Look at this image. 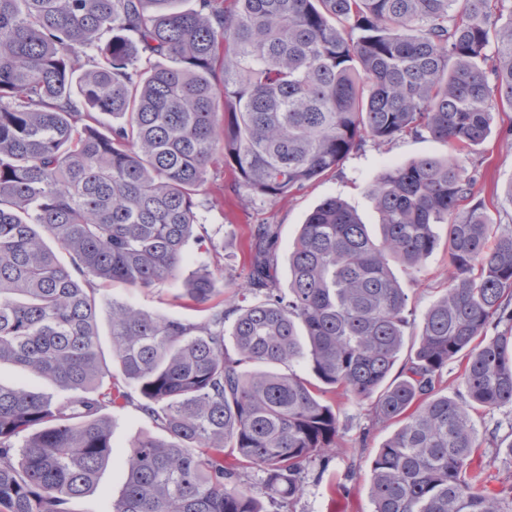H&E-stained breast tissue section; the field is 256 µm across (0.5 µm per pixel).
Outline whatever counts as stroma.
Returning a JSON list of instances; mask_svg holds the SVG:
<instances>
[{"instance_id": "stroma-1", "label": "stroma", "mask_w": 512, "mask_h": 512, "mask_svg": "<svg viewBox=\"0 0 512 512\" xmlns=\"http://www.w3.org/2000/svg\"><path fill=\"white\" fill-rule=\"evenodd\" d=\"M511 128L512 116L496 115L490 139L465 161L467 170L477 174L478 197L489 201L490 217L502 225L512 221V199L506 194L508 185L512 184V144L504 140ZM451 152L447 142L427 133L405 136L380 146L369 142L351 153L341 170L330 172L275 202L246 191L234 194L232 172L220 164L212 166L204 186L210 206L201 212L209 240L188 246L182 271L186 274L198 269L211 271L218 299L232 304L235 287L242 284L251 265L250 231L257 225L270 224L276 231L273 252L277 279L280 287H287L288 256L307 214L317 204L329 197L342 198L356 210L370 234L378 235L379 217L368 196V187L375 177L393 165H405L423 156L445 158ZM396 276L409 297L412 312L405 336V345L410 348L417 342L425 311L448 286L446 246H439L417 275L400 270ZM181 290L182 282L178 279L142 289L116 284L102 287L98 299L103 307L115 298L173 318L200 320V313L181 304ZM327 400L336 409L340 448L307 466L302 493L294 504H271L267 512H335V502L342 496L347 499L348 512H374L369 490L371 461L393 429L373 422L369 401L332 394ZM107 415L112 420V455L97 487L73 500L71 512H110L113 500L122 490L124 462L131 442L140 434L155 430L153 422L133 405L110 407Z\"/></svg>"}]
</instances>
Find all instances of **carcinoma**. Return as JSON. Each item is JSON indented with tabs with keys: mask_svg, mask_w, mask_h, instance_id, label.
Here are the masks:
<instances>
[{
	"mask_svg": "<svg viewBox=\"0 0 512 512\" xmlns=\"http://www.w3.org/2000/svg\"><path fill=\"white\" fill-rule=\"evenodd\" d=\"M177 2L0 0V364L61 391L0 385V512H69L91 492L112 454L103 411L119 402L161 434L131 443L110 512H264L242 468L269 499L299 497L305 466L340 446L324 399L338 392L399 424L372 462L374 512H512V486L479 483V449L499 444L473 417L512 405V335L487 338L512 328V229L497 232L459 158L372 182L379 239L343 200L317 205L286 293L260 224L245 289L263 299L228 312L198 270L181 298L200 321L112 300L109 361L96 298L99 282L180 274L218 161L275 201L368 140L484 144L512 112V19L498 24L499 0ZM438 224L448 289L400 364L392 264L420 271ZM456 362L464 393L450 397L437 389ZM112 365L122 380L105 381Z\"/></svg>",
	"mask_w": 512,
	"mask_h": 512,
	"instance_id": "obj_1",
	"label": "carcinoma"
}]
</instances>
